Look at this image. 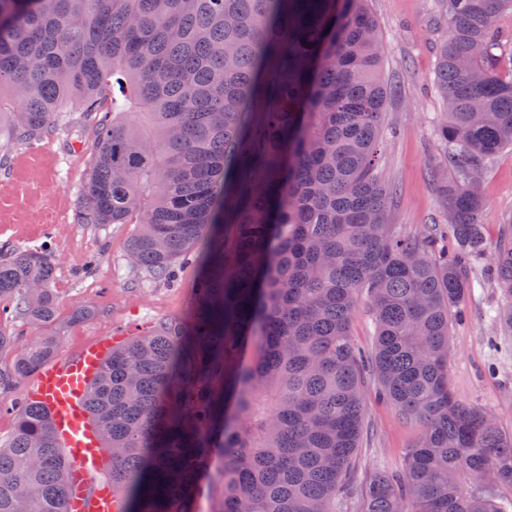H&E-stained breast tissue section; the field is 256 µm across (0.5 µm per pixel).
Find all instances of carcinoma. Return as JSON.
Wrapping results in <instances>:
<instances>
[{"label":"carcinoma","mask_w":512,"mask_h":512,"mask_svg":"<svg viewBox=\"0 0 512 512\" xmlns=\"http://www.w3.org/2000/svg\"><path fill=\"white\" fill-rule=\"evenodd\" d=\"M439 20L450 252L438 224L409 236L385 223L391 86L368 0H0V148L75 112L95 119L81 222L137 225L129 256L158 281L188 255L200 269L190 315L119 342L90 385L115 512H196L214 448L218 512H345L366 366L423 430L403 471L371 478L365 512H504L465 488H512V436L453 397L448 331L486 252L471 173L512 148V0H441ZM55 268L47 252L0 247V313L52 322ZM488 271L512 330V231ZM362 289L368 356L349 334ZM6 351L0 512H66L71 466L48 411L7 399L57 341L17 349L0 329Z\"/></svg>","instance_id":"cac0c4a2"}]
</instances>
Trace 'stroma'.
<instances>
[{"label":"stroma","mask_w":512,"mask_h":512,"mask_svg":"<svg viewBox=\"0 0 512 512\" xmlns=\"http://www.w3.org/2000/svg\"><path fill=\"white\" fill-rule=\"evenodd\" d=\"M437 0H371L384 40L383 71L395 91L386 106L392 135L382 141L379 170L396 194L386 220L404 233L443 224L447 211L440 192L446 176L437 126L444 111L435 88ZM93 127L82 121L32 144L6 151L0 173V246L38 248L58 255L52 286L59 298L56 318L35 328L5 314L0 327L23 346L39 336L58 341V356L78 352L105 336H138L154 323L188 316L198 274L188 265L171 282H155L133 265L128 242L131 224H83L81 189L86 181ZM480 191L487 249L512 228V149L486 161ZM473 286L465 316L448 336V378L454 396L489 412L500 431L512 434V333L497 320L501 290L472 270ZM95 314L77 321L75 309ZM364 425L355 457V476L347 489V512H364L361 490L379 470L400 471L421 433L419 422L403 418L365 377Z\"/></svg>","instance_id":"1"}]
</instances>
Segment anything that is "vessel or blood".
<instances>
[{"label":"vessel or blood","instance_id":"obj_1","mask_svg":"<svg viewBox=\"0 0 512 512\" xmlns=\"http://www.w3.org/2000/svg\"><path fill=\"white\" fill-rule=\"evenodd\" d=\"M111 351V340L102 339L73 356L49 362L25 391L28 401L48 408L54 432L68 450L74 484L69 512H112L107 484H100L94 494L85 492L100 463L96 430L85 411V391Z\"/></svg>","mask_w":512,"mask_h":512}]
</instances>
